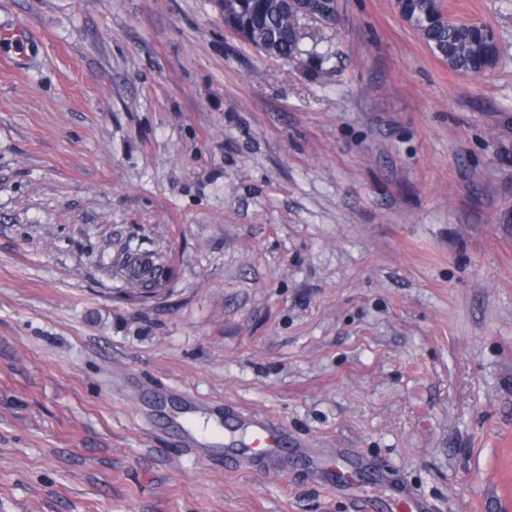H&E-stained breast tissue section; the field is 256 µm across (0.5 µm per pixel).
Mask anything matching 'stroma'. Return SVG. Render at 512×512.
Here are the masks:
<instances>
[{
    "label": "stroma",
    "instance_id": "35a3bbf8",
    "mask_svg": "<svg viewBox=\"0 0 512 512\" xmlns=\"http://www.w3.org/2000/svg\"><path fill=\"white\" fill-rule=\"evenodd\" d=\"M442 5L495 33L484 76L396 0L288 60L220 0H0V512H395L377 466L512 512V0ZM227 404L329 482L191 453ZM132 282L134 284L141 283L146 288L153 285H163L164 278L166 277L165 267L160 264H156V261L152 257H143L139 263L133 267L132 270Z\"/></svg>",
    "mask_w": 512,
    "mask_h": 512
}]
</instances>
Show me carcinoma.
<instances>
[{
  "label": "carcinoma",
  "mask_w": 512,
  "mask_h": 512,
  "mask_svg": "<svg viewBox=\"0 0 512 512\" xmlns=\"http://www.w3.org/2000/svg\"><path fill=\"white\" fill-rule=\"evenodd\" d=\"M238 22L244 25V42L272 58L302 54L301 18L283 0H241ZM397 8L422 37L432 54L462 75H482L485 55L483 28L450 21L442 16L440 0H397ZM165 267L143 257L133 267L132 282L163 285Z\"/></svg>",
  "instance_id": "obj_1"
}]
</instances>
